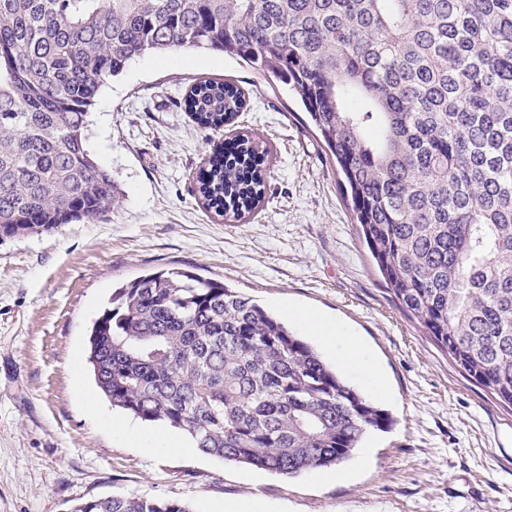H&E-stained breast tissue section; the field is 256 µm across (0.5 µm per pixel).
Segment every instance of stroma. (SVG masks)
<instances>
[{
  "label": "stroma",
  "instance_id": "obj_1",
  "mask_svg": "<svg viewBox=\"0 0 512 512\" xmlns=\"http://www.w3.org/2000/svg\"><path fill=\"white\" fill-rule=\"evenodd\" d=\"M202 77L244 91L232 129L269 150L263 200L234 222L195 190L211 147L180 102ZM86 139L118 187L106 217L0 239V512H70L103 496L186 501L196 512H512V409L391 302L336 168L285 90L220 51L147 54L100 88ZM171 269L223 282L278 317L288 304L319 310L367 347L391 392L378 402L390 421L340 463L346 479L288 477L191 446L163 451L171 429L100 395L89 329L116 288ZM114 420L149 440L128 441Z\"/></svg>",
  "mask_w": 512,
  "mask_h": 512
}]
</instances>
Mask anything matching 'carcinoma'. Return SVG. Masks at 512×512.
Returning <instances> with one entry per match:
<instances>
[{"label": "carcinoma", "mask_w": 512, "mask_h": 512, "mask_svg": "<svg viewBox=\"0 0 512 512\" xmlns=\"http://www.w3.org/2000/svg\"><path fill=\"white\" fill-rule=\"evenodd\" d=\"M211 49L298 98L393 302L512 408V0H0V232L93 223L117 198L89 107L133 59ZM236 86L184 108L219 131ZM268 149L236 135L196 177L226 221L264 194ZM113 408L200 452L282 475L335 466L389 417L307 341L218 281L161 270L118 288L88 334ZM75 512H194L101 497Z\"/></svg>", "instance_id": "1"}]
</instances>
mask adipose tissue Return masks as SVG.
Returning a JSON list of instances; mask_svg holds the SVG:
<instances>
[{
  "label": "adipose tissue",
  "mask_w": 512,
  "mask_h": 512,
  "mask_svg": "<svg viewBox=\"0 0 512 512\" xmlns=\"http://www.w3.org/2000/svg\"><path fill=\"white\" fill-rule=\"evenodd\" d=\"M288 316L305 331L318 337L326 347L337 349L342 367L367 381L378 397H387L388 391L380 371L356 337L348 335L336 321L315 310L292 307Z\"/></svg>",
  "instance_id": "ef3b65f1"
}]
</instances>
